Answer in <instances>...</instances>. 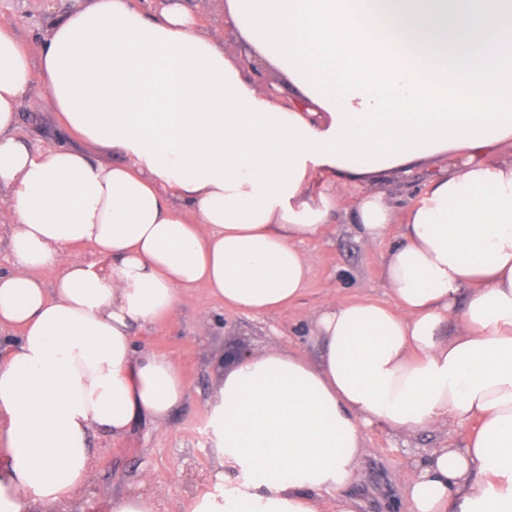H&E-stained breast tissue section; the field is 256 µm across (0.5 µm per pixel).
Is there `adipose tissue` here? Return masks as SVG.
Masks as SVG:
<instances>
[{
	"instance_id": "1",
	"label": "adipose tissue",
	"mask_w": 512,
	"mask_h": 512,
	"mask_svg": "<svg viewBox=\"0 0 512 512\" xmlns=\"http://www.w3.org/2000/svg\"><path fill=\"white\" fill-rule=\"evenodd\" d=\"M407 27L439 40L479 29L455 0H394ZM118 4L131 16L213 51L183 0L149 11L132 0H86L53 20L38 58L0 27V223L9 225L12 267L0 270V328L21 331L0 356V512H49L82 492L93 431L114 438L140 422H168L184 399L175 364L137 348L136 330L170 316L198 288L225 306L271 315L305 292L311 257L299 245L322 237L326 216L349 208L363 246L382 247L393 306L339 301L317 315L318 360L295 351L243 354L225 374L212 424L224 464L246 473L223 497L196 496L187 512H356L341 495L365 452L362 431L419 433L471 425L463 446L432 449L409 478L404 512H512V133L479 145L422 152L395 165L306 161L287 205L254 227L214 223L202 203L215 184L182 186L125 145L108 162L70 145L90 142L66 114L48 56L86 9ZM48 90L65 140L32 148L17 134L33 77ZM290 99H255L327 134V106L291 84ZM434 174L396 212L383 194L345 205L337 181L362 184ZM322 211L312 224L284 217ZM90 246L107 267L75 258ZM51 269L53 283L37 272ZM463 329L444 337L453 310ZM335 491L329 505L322 495Z\"/></svg>"
}]
</instances>
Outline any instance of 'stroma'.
Returning a JSON list of instances; mask_svg holds the SVG:
<instances>
[{"mask_svg":"<svg viewBox=\"0 0 512 512\" xmlns=\"http://www.w3.org/2000/svg\"><path fill=\"white\" fill-rule=\"evenodd\" d=\"M83 2L0 0V27L12 31L29 54L35 55L53 16ZM187 4L200 20L201 33L220 32L225 55H235L237 35L224 22V0H187ZM19 112L20 134L30 146L46 149L57 143L59 127L40 79H33ZM428 177V169L417 168L399 181L373 182L370 189L389 196L402 211ZM302 249L313 256L307 289L280 313L255 317L204 295L138 331V349L167 355L182 374L187 394L164 427L142 423L122 439L92 432L93 467L83 491L69 504V512H109V498L125 492L150 495L158 512H184L191 498L211 491V475L224 467L210 416L224 378L225 353L279 347L314 360L321 345L311 337L310 329L321 308L339 300L392 305L381 255L356 240L345 211L333 213L324 237L304 243ZM466 435L465 428L455 426L414 435L385 427L367 428L366 452L343 492L356 501V512H390L401 504L414 462L429 449L462 446Z\"/></svg>","mask_w":512,"mask_h":512,"instance_id":"1","label":"stroma"}]
</instances>
